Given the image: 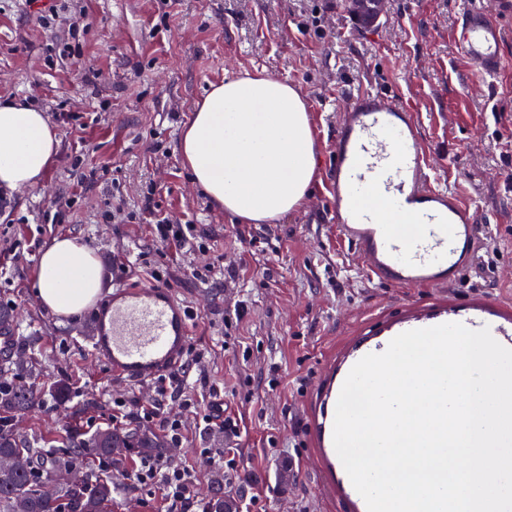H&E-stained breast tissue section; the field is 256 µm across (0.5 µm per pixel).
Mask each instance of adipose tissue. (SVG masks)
<instances>
[{
  "label": "adipose tissue",
  "mask_w": 512,
  "mask_h": 512,
  "mask_svg": "<svg viewBox=\"0 0 512 512\" xmlns=\"http://www.w3.org/2000/svg\"><path fill=\"white\" fill-rule=\"evenodd\" d=\"M57 148L44 112L25 101H0V187L39 184ZM180 151L195 185L248 224H270L300 208L316 171L302 95L265 71L212 87L191 113ZM36 285L44 307L61 317L77 314L101 292L99 259L77 239H54L40 255Z\"/></svg>",
  "instance_id": "obj_1"
}]
</instances>
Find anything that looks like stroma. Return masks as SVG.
<instances>
[{
  "mask_svg": "<svg viewBox=\"0 0 512 512\" xmlns=\"http://www.w3.org/2000/svg\"><path fill=\"white\" fill-rule=\"evenodd\" d=\"M60 2L44 19L26 0H0V99L41 109L59 140L40 185L10 192L0 210V305L16 314V342L37 367L26 384L44 392L63 377L76 395L26 412L24 433L93 429L155 398L153 383H126L93 355L97 306L62 318L41 304L39 256L70 236L100 260L101 299L157 280L190 314L187 353L197 363L163 415L183 423L171 464L189 468L196 498L217 481L241 512H347L319 493L303 400L329 349L415 292L372 283L321 208L336 122L362 88L413 108L437 183L488 228L453 293L512 300V10L481 0L506 30L508 62L477 83L453 42L468 0H386L372 26L350 20L344 0ZM262 68L305 99L316 177L302 207L244 224L193 186L179 144L212 86ZM157 214L192 225L184 249L157 242ZM257 241L268 262L254 261ZM218 402L240 420L232 476L203 454L232 443L198 418ZM138 461L130 453L113 470L112 512H166L161 486L133 479Z\"/></svg>",
  "mask_w": 512,
  "mask_h": 512,
  "instance_id": "1",
  "label": "stroma"
}]
</instances>
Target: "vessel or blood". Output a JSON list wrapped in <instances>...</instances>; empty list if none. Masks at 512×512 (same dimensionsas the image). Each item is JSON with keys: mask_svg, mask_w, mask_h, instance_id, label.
<instances>
[{"mask_svg": "<svg viewBox=\"0 0 512 512\" xmlns=\"http://www.w3.org/2000/svg\"><path fill=\"white\" fill-rule=\"evenodd\" d=\"M504 40L502 24L482 6L460 13L455 49L476 79L501 71ZM327 164L326 212L371 279L428 291L356 328L323 360L307 400L308 446L320 461L321 480L332 499L367 512L333 445L336 404L351 368L366 354L383 353L403 332L450 322L489 328L512 349V303L482 293L463 300L442 294L473 265L482 229L467 204L435 183L408 107L372 90L354 95L336 123ZM95 322L94 353L134 384L173 370L191 335L183 306L158 284L116 289Z\"/></svg>", "mask_w": 512, "mask_h": 512, "instance_id": "b4317fda", "label": "vessel or blood"}]
</instances>
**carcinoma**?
Instances as JSON below:
<instances>
[{"label":"carcinoma","instance_id":"carcinoma-1","mask_svg":"<svg viewBox=\"0 0 512 512\" xmlns=\"http://www.w3.org/2000/svg\"><path fill=\"white\" fill-rule=\"evenodd\" d=\"M29 372L31 367L14 364L7 358L0 364V454H21L29 460L28 467L21 472L0 470V512H18L21 503L27 506L28 512H112L115 491L112 478L89 470L82 486L61 489L47 497L42 492L46 478L44 463H50L53 470L60 466L75 469L85 460L94 458L101 470L110 472L112 449L151 451L164 447V442L132 429L110 426L92 432L73 428L61 446L54 445L49 438L18 434L12 428L17 414L44 404L47 395L62 404L70 402L73 394L65 379L54 382L46 393L22 385V375Z\"/></svg>","mask_w":512,"mask_h":512}]
</instances>
